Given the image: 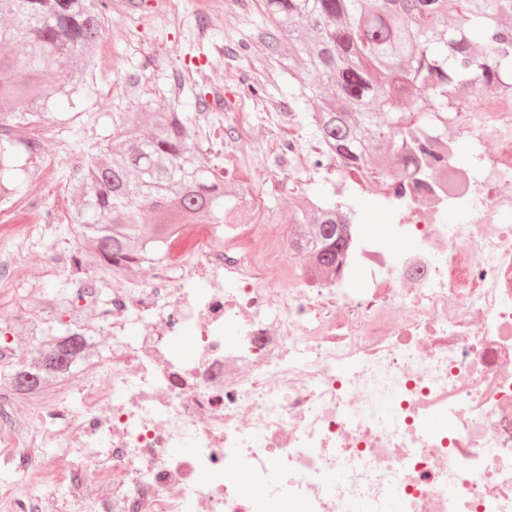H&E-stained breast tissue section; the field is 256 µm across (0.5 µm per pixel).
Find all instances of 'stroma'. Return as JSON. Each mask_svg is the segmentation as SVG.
<instances>
[{"label": "stroma", "mask_w": 512, "mask_h": 512, "mask_svg": "<svg viewBox=\"0 0 512 512\" xmlns=\"http://www.w3.org/2000/svg\"><path fill=\"white\" fill-rule=\"evenodd\" d=\"M259 2L239 0L230 9L225 0H107L95 73L75 107L52 114L60 139L68 143L66 152L43 140V125L20 131L41 142L37 155L17 173L22 197L38 198L49 209L76 207L79 200L71 187L83 164L111 145L122 121L136 116L151 122L170 107L193 116L201 98L213 113L211 128L224 139V165L240 178L241 208H260L266 220L285 224L296 195L333 192L341 177L335 168L315 166V142L300 114L283 105L286 84L261 40ZM243 40L249 48L242 52L237 45ZM158 48L167 54L161 63L153 56ZM175 83L182 91L174 99L167 91ZM291 142L297 152L286 166L279 151ZM56 154L61 157L58 170L46 178L43 168ZM385 190V181L368 182L342 198L373 235L389 233L381 206ZM28 257L27 275L15 282L11 302L0 306L1 320H8L14 308L38 311L46 293L71 294L66 276L45 274L39 250Z\"/></svg>", "instance_id": "stroma-1"}]
</instances>
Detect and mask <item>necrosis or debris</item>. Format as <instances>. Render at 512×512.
Segmentation results:
<instances>
[{
  "instance_id": "1",
  "label": "necrosis or debris",
  "mask_w": 512,
  "mask_h": 512,
  "mask_svg": "<svg viewBox=\"0 0 512 512\" xmlns=\"http://www.w3.org/2000/svg\"><path fill=\"white\" fill-rule=\"evenodd\" d=\"M454 125L447 166L385 192L389 235L351 225L333 275L280 224L185 225L106 296L45 252L79 284L65 334L102 342L32 400L45 439L0 408V512H57L58 490L69 512H512V95ZM31 230L0 235L1 290Z\"/></svg>"
}]
</instances>
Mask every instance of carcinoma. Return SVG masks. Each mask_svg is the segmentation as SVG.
I'll return each instance as SVG.
<instances>
[{"mask_svg": "<svg viewBox=\"0 0 512 512\" xmlns=\"http://www.w3.org/2000/svg\"><path fill=\"white\" fill-rule=\"evenodd\" d=\"M103 0H0V199L15 198L21 154L39 143L15 128L69 99L93 73L103 38ZM263 43L281 72L311 79L288 85L286 108L303 116L320 159L343 177L393 176V163L427 180L448 155L443 129L461 109L459 92L498 95L512 86V0H261ZM289 51L280 52L282 43ZM184 112L162 113L156 126L123 123L108 156L90 158L74 193L81 239L109 263L140 264L167 247L184 224H259L258 211L237 213L239 188L214 150L193 154ZM157 213L146 226L140 211ZM292 232L317 265L334 274L348 246V218L331 197L297 196ZM90 349L83 336H45L37 356L8 367L10 389L43 392L70 376Z\"/></svg>", "mask_w": 512, "mask_h": 512, "instance_id": "cac0c4a2", "label": "carcinoma"}]
</instances>
